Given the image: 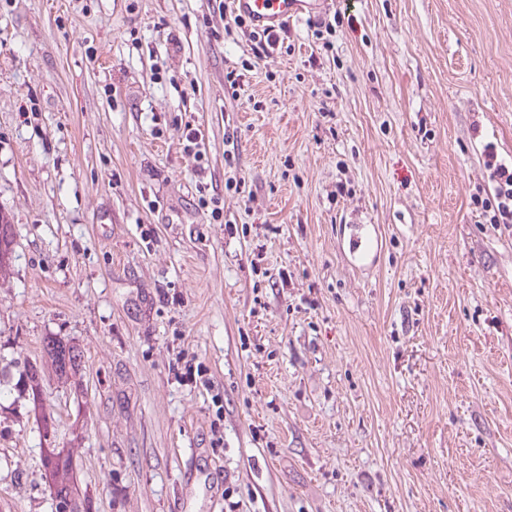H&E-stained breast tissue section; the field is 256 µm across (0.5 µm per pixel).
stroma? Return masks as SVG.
Listing matches in <instances>:
<instances>
[{
    "instance_id": "1",
    "label": "stroma",
    "mask_w": 512,
    "mask_h": 512,
    "mask_svg": "<svg viewBox=\"0 0 512 512\" xmlns=\"http://www.w3.org/2000/svg\"><path fill=\"white\" fill-rule=\"evenodd\" d=\"M218 6L0 0V512H54L49 336L83 352L42 397L88 512H512V223L483 208L512 0H327L236 94ZM0 274L8 271L14 260V227L13 224L0 222ZM176 370L179 377L190 384H198L210 388L211 382L207 375L206 366L198 360L195 353H189L188 350H181L176 359ZM180 367V368H179ZM40 367L30 366L28 376L29 410L35 422L40 423V437L47 441L54 437L55 426L53 420L46 414L42 398V374Z\"/></svg>"
}]
</instances>
